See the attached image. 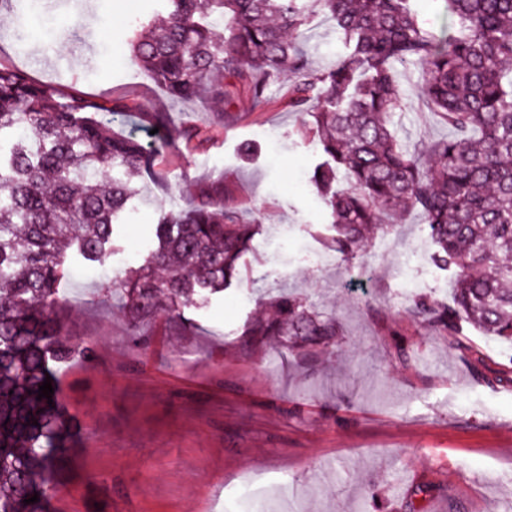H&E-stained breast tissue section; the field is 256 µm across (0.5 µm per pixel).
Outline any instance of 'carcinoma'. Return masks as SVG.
Segmentation results:
<instances>
[{
  "mask_svg": "<svg viewBox=\"0 0 512 512\" xmlns=\"http://www.w3.org/2000/svg\"><path fill=\"white\" fill-rule=\"evenodd\" d=\"M413 0H162L161 24L131 41L135 63L166 95L224 100L220 73L238 78L251 108L274 104L311 117L303 133L322 150L312 181L324 199L331 248L348 257L363 235L393 229L411 210L434 246L431 262L452 272L454 306L415 299L409 314L460 335L469 323L512 344V0H445L448 26L422 27ZM326 16L343 51L334 67H309L288 33L304 36L307 14ZM419 68L431 110L455 137L420 152L398 141V67ZM288 91L270 88L283 72ZM134 115L158 129L146 146L112 128ZM224 129L171 125L162 107L115 95L57 94L0 65V512H45L68 461L70 417L54 392L38 389L78 347L62 330L58 284L69 259L104 264L114 224L179 144L205 148ZM224 179L197 180L188 207L155 225L143 264L108 286L132 322L175 317L210 301L238 275L257 225L224 206ZM270 318L244 335L255 347L329 350L336 317L284 291L263 296ZM38 425H33V421ZM38 496L36 503L23 500Z\"/></svg>",
  "mask_w": 512,
  "mask_h": 512,
  "instance_id": "1",
  "label": "carcinoma"
}]
</instances>
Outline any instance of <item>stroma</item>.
<instances>
[{
    "mask_svg": "<svg viewBox=\"0 0 512 512\" xmlns=\"http://www.w3.org/2000/svg\"><path fill=\"white\" fill-rule=\"evenodd\" d=\"M53 38L18 39L16 0L0 5V61L60 92L100 97L122 88L160 103L175 124H205L202 102L169 100L133 62L129 35L159 0H37ZM298 44L311 67L342 51L333 26L313 13ZM404 101L394 122L408 150L451 138L431 112L417 68H400ZM224 132L203 151L165 160L172 193L141 186L118 227L105 267L70 262L60 283L63 333L86 348L56 374L73 417L70 462L49 512H229L228 489L252 484L263 512H512V347L471 326L462 342L411 321L418 296L453 301L449 273L429 260L418 212L374 234L353 259L326 246L327 208L310 181L321 160L303 117L220 102ZM251 142L252 157L240 153ZM224 177L229 206L261 224L240 275L184 318L158 313L131 325L105 283L138 267L149 229L192 197L197 176ZM308 297L340 326L333 354L288 359L245 344L243 326L268 314L260 288ZM484 355L476 364L470 349Z\"/></svg>",
    "mask_w": 512,
    "mask_h": 512,
    "instance_id": "stroma-1",
    "label": "stroma"
}]
</instances>
